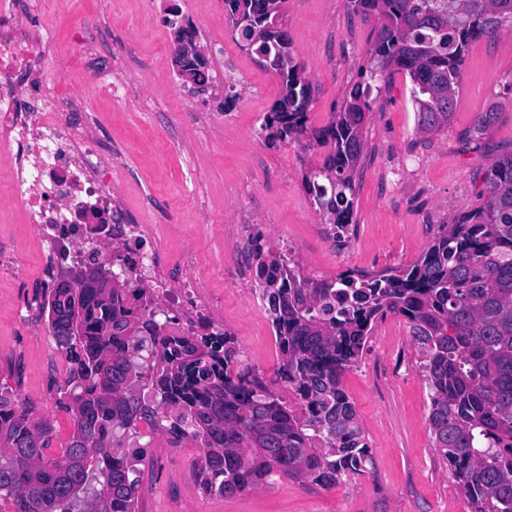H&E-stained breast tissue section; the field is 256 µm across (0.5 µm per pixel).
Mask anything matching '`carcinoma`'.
Here are the masks:
<instances>
[{
    "label": "carcinoma",
    "mask_w": 512,
    "mask_h": 512,
    "mask_svg": "<svg viewBox=\"0 0 512 512\" xmlns=\"http://www.w3.org/2000/svg\"><path fill=\"white\" fill-rule=\"evenodd\" d=\"M284 0H224L235 35L281 81L262 130L271 142L309 137L310 84L283 29ZM377 16L370 49L412 82L417 125L434 133L451 122L471 42L512 19V0H347ZM369 103L353 92L317 137L331 146L305 176L316 211L336 238L350 224L353 175L364 147ZM496 113L479 112L482 136ZM479 205L442 225L412 267L374 277L314 282L283 253L258 252L256 281L267 302L291 405L255 377L237 372L229 334L199 341L172 333L125 301L111 269L70 270L73 291H44L48 328L71 363L58 404L75 430L64 458L46 455L51 428L0 394V503L12 512H138L141 427L200 441L194 463L207 494L251 491L276 474L332 486L365 472L368 444L342 373L361 360L377 320L407 318L430 389L433 447L448 462L472 512H512V154L495 158ZM112 281V287L104 284ZM176 405V411L167 407Z\"/></svg>",
    "instance_id": "1"
}]
</instances>
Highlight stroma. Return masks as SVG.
<instances>
[{
	"mask_svg": "<svg viewBox=\"0 0 512 512\" xmlns=\"http://www.w3.org/2000/svg\"><path fill=\"white\" fill-rule=\"evenodd\" d=\"M34 55L50 52L66 80L63 96L81 95L105 146L120 145L112 187L135 224L158 225L171 264L186 252L217 304L241 359L285 401L283 363L275 332L254 279L226 274L224 257L240 230L263 250L288 254L310 279L361 277L413 265L442 224L474 207L492 160L512 153V22L495 37L473 42L463 66L455 114L447 129L420 133L404 71L361 74L378 31L376 18L352 15L345 0H286L285 28L305 68L312 101L310 128L326 126L355 86L368 89L370 110L355 174L354 207L343 242H332L305 190L304 175L325 150L268 142L263 117L280 81L254 51L235 40L224 0H20ZM176 4L195 26L209 60L203 92L176 72L167 7ZM89 33L86 52L73 44ZM496 110L477 144L466 137L476 113ZM224 227L213 238L212 225ZM0 242L10 248L19 276L0 277V386L48 420L60 454L74 427L55 402L69 361L46 324L33 321L41 299V256L35 236L10 206L8 168L0 163ZM369 446L362 474L327 488L307 476L277 475L244 494L205 493L193 470L202 451L193 442L169 445L166 431L142 437V464L154 492L140 495L139 512H471L447 463L433 446L430 395L404 317L377 321L357 366L342 375Z\"/></svg>",
	"mask_w": 512,
	"mask_h": 512,
	"instance_id": "obj_1",
	"label": "stroma"
}]
</instances>
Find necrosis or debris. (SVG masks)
<instances>
[{"mask_svg":"<svg viewBox=\"0 0 512 512\" xmlns=\"http://www.w3.org/2000/svg\"><path fill=\"white\" fill-rule=\"evenodd\" d=\"M50 58L28 48L16 0H0V161L9 167L11 203L40 246L43 276L106 263L107 243L126 248L131 288H150L148 312L165 308L182 336L222 333L200 281L193 253L182 257L176 285L158 270L166 255L150 245L148 224L124 223L112 198V156L102 153L89 113L77 98L60 99Z\"/></svg>","mask_w":512,"mask_h":512,"instance_id":"obj_1","label":"necrosis or debris"}]
</instances>
